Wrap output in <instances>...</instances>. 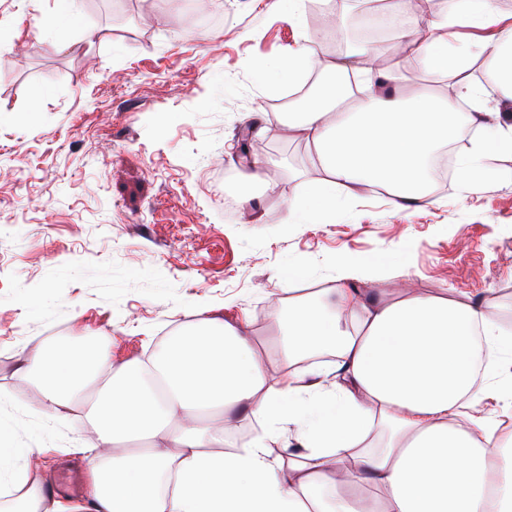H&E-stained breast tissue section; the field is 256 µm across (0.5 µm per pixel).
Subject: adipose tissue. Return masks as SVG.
Returning <instances> with one entry per match:
<instances>
[{
	"label": "adipose tissue",
	"instance_id": "adipose-tissue-1",
	"mask_svg": "<svg viewBox=\"0 0 512 512\" xmlns=\"http://www.w3.org/2000/svg\"><path fill=\"white\" fill-rule=\"evenodd\" d=\"M464 19L493 31L481 45L488 81H461L452 97L384 96L373 81L347 82L357 69L350 60L289 57L291 71L342 78L289 103L282 121L321 171L293 212L326 220L375 185L399 209L425 208L429 157L467 126L484 135L457 176L470 193L483 190L487 148L512 152V123L485 109L488 88L512 98V14L490 0H456L433 38L413 26L401 38L422 70L457 75L470 64L451 47ZM366 270L341 264L336 287L289 296L270 354L246 316L205 318L145 359L113 361L105 338L82 333L28 350L23 370L41 391L42 415L79 411L93 433L75 448L87 460L88 493L55 498L23 464L24 449L1 447L6 512H512V448L498 442L496 422L471 413L482 399L512 395L498 363L512 354V327L453 292L403 288L364 303L349 281ZM317 353L334 360L300 376L270 372V363ZM244 414L261 432L225 450ZM309 414L302 455L283 447L273 457L282 429Z\"/></svg>",
	"mask_w": 512,
	"mask_h": 512
}]
</instances>
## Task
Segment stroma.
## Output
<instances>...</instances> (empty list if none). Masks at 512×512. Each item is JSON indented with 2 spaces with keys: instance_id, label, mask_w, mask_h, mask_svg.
I'll use <instances>...</instances> for the list:
<instances>
[{
  "instance_id": "stroma-1",
  "label": "stroma",
  "mask_w": 512,
  "mask_h": 512,
  "mask_svg": "<svg viewBox=\"0 0 512 512\" xmlns=\"http://www.w3.org/2000/svg\"><path fill=\"white\" fill-rule=\"evenodd\" d=\"M95 2L39 32L29 0H0V435L31 449L27 464L54 495L83 498L85 465L62 450L92 432L79 412L52 423L38 414L21 353L39 343L106 336L122 361L245 311L270 346L289 289L333 286L346 261L370 264L368 296L403 283L451 290L512 321L511 153L483 158L493 176L477 194L452 174L418 211L367 188L330 220L295 217L289 203L316 172L275 107L309 79L284 71L289 55L328 53L308 11L292 20L282 0H221L203 26L194 0ZM87 26L102 40L87 43ZM379 63L407 90L457 91L396 47ZM248 112L268 115L250 142L271 186L251 217L214 193L220 172L234 195L248 189Z\"/></svg>"
}]
</instances>
